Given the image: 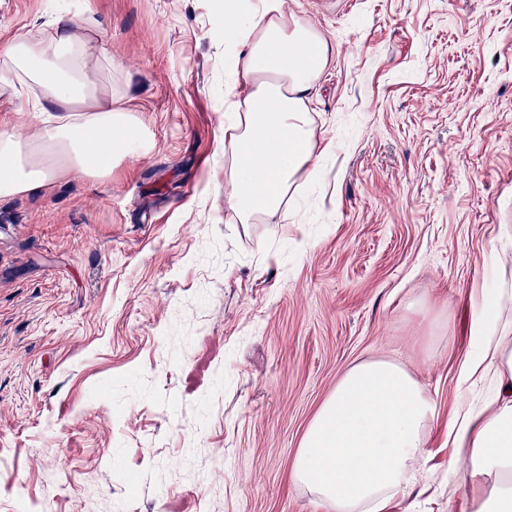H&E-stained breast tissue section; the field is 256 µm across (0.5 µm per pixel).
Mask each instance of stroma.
<instances>
[{
	"instance_id": "stroma-1",
	"label": "stroma",
	"mask_w": 512,
	"mask_h": 512,
	"mask_svg": "<svg viewBox=\"0 0 512 512\" xmlns=\"http://www.w3.org/2000/svg\"><path fill=\"white\" fill-rule=\"evenodd\" d=\"M224 2L91 0L151 148L0 199V512H327L294 463L375 359L436 414L382 512H460L472 299L512 290V0H288L333 46L297 224L224 203ZM55 5L0 0V43Z\"/></svg>"
}]
</instances>
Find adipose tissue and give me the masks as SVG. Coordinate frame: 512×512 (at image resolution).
<instances>
[{
    "instance_id": "1",
    "label": "adipose tissue",
    "mask_w": 512,
    "mask_h": 512,
    "mask_svg": "<svg viewBox=\"0 0 512 512\" xmlns=\"http://www.w3.org/2000/svg\"><path fill=\"white\" fill-rule=\"evenodd\" d=\"M227 6L224 39L234 56L232 82L248 95L229 102L224 199L241 223L284 213L298 179H312L316 134L306 103L332 51L328 39L288 10V0H256L245 22ZM91 4L61 13L48 31L16 33L0 45V100L20 120L40 115L32 136L0 131V197L31 196L62 179L112 177L115 159L146 149L139 121L119 107L110 74L112 49L93 38ZM512 293L472 301L471 352L459 381L495 386L492 411L459 406L448 425L450 466L468 464L472 512H512V322L502 314ZM435 407L399 364L371 360L351 367L307 430L293 477L331 512H382L414 480L427 453Z\"/></svg>"
}]
</instances>
